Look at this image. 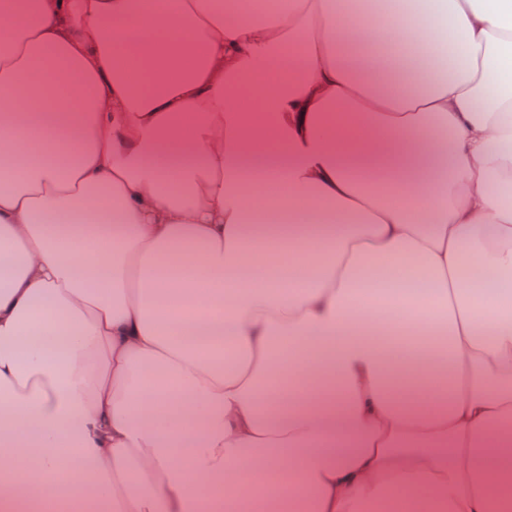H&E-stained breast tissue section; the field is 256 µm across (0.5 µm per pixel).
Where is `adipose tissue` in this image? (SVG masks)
<instances>
[{"label": "adipose tissue", "mask_w": 512, "mask_h": 512, "mask_svg": "<svg viewBox=\"0 0 512 512\" xmlns=\"http://www.w3.org/2000/svg\"><path fill=\"white\" fill-rule=\"evenodd\" d=\"M0 255V512H512V0H11Z\"/></svg>", "instance_id": "obj_1"}]
</instances>
